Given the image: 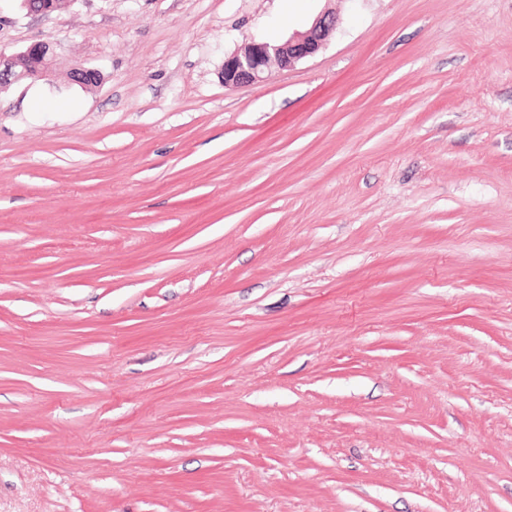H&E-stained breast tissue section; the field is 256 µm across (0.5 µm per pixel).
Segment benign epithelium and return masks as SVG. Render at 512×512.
<instances>
[{
    "label": "benign epithelium",
    "instance_id": "1",
    "mask_svg": "<svg viewBox=\"0 0 512 512\" xmlns=\"http://www.w3.org/2000/svg\"><path fill=\"white\" fill-rule=\"evenodd\" d=\"M60 0H20V8L30 15H49ZM339 19L326 11L318 16L304 33L295 34L280 43L252 41L224 56V86L256 85L265 82L272 68L291 69L298 62L315 57L325 46L329 34L336 30ZM55 49L52 43L39 40L10 56L0 54V85L35 81L52 65ZM71 83L81 87L95 86L101 74L93 68H76L69 73Z\"/></svg>",
    "mask_w": 512,
    "mask_h": 512
}]
</instances>
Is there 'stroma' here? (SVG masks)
<instances>
[{
    "instance_id": "35a3bbf8",
    "label": "stroma",
    "mask_w": 512,
    "mask_h": 512,
    "mask_svg": "<svg viewBox=\"0 0 512 512\" xmlns=\"http://www.w3.org/2000/svg\"><path fill=\"white\" fill-rule=\"evenodd\" d=\"M38 39L0 87V512H512V0H0V52ZM339 19L333 12H323L304 33L294 34L280 43L252 41L225 55L222 79L225 87L265 82L273 67L291 69L298 62L315 57L325 46ZM55 49L52 43L39 40L10 56L0 53V85L35 81L52 65Z\"/></svg>"
}]
</instances>
